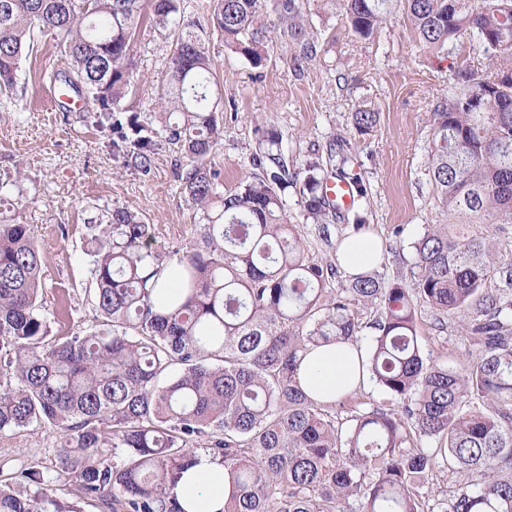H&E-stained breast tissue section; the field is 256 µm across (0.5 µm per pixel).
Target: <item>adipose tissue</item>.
Masks as SVG:
<instances>
[{"label": "adipose tissue", "mask_w": 512, "mask_h": 512, "mask_svg": "<svg viewBox=\"0 0 512 512\" xmlns=\"http://www.w3.org/2000/svg\"><path fill=\"white\" fill-rule=\"evenodd\" d=\"M381 258V241L369 233L345 239L337 251L340 266L350 275L377 267ZM358 355L356 346L347 342L309 347L298 367L297 380L318 401H334L367 384L369 372ZM176 493L187 512H223V468L208 458H201Z\"/></svg>", "instance_id": "1"}]
</instances>
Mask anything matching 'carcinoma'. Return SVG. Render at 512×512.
I'll use <instances>...</instances> for the list:
<instances>
[{"label":"carcinoma","mask_w":512,"mask_h":512,"mask_svg":"<svg viewBox=\"0 0 512 512\" xmlns=\"http://www.w3.org/2000/svg\"><path fill=\"white\" fill-rule=\"evenodd\" d=\"M337 2L363 40L400 4L422 49L448 53L467 35L503 73L490 83L460 65L431 110L429 176L450 223L414 243L410 285L359 274L337 293L327 287L336 270L308 262L299 225L288 223L293 175L274 138L253 157L257 173L219 191L207 158L224 137L220 100L191 26L166 62L162 132L123 115L144 8L166 29L180 25L181 0H0V96L15 95L35 34L51 37L67 59L54 80L91 104L113 156L142 172L165 144L188 159L180 180L204 229L179 258L182 299L172 302L157 287L168 256L152 246L153 225L107 210L87 237L95 322L54 333L34 226L0 224V434L63 432L51 466L22 469L18 485L0 481V512H82L89 501L106 512H185L174 488L202 455L224 466V512H512V257L487 232L512 224V0ZM273 9L312 57L303 0ZM211 25L225 47L264 65L263 0H213ZM377 120L353 114L362 133ZM303 167L304 220L361 231V204L340 211L324 194V164ZM356 305L375 307V318L360 323ZM419 305L439 327L461 313L477 353L450 366L425 352ZM365 328L370 378L390 400L341 428L296 371L307 346L357 344ZM443 468L455 483L423 493Z\"/></svg>","instance_id":"1"}]
</instances>
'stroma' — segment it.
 <instances>
[{
  "instance_id": "1",
  "label": "stroma",
  "mask_w": 512,
  "mask_h": 512,
  "mask_svg": "<svg viewBox=\"0 0 512 512\" xmlns=\"http://www.w3.org/2000/svg\"><path fill=\"white\" fill-rule=\"evenodd\" d=\"M183 5L185 22L203 37L224 101V138L210 156L221 191L234 190L252 176L260 141L278 136L297 174L288 190V220L300 227L306 259L335 267L337 247L352 227L304 223L301 172L306 160L327 158L338 140H346L349 168L367 190L366 230L384 246L374 274L388 283L410 281L414 242L429 226L448 221L428 177L431 108L451 88L461 60L489 65L483 47L466 39L459 54L429 55L399 11L374 38L363 40L349 31L340 11L327 9L323 0H305L307 31L320 47L318 55L294 67L299 44L277 36L265 65L255 68L213 32L212 0H183ZM172 40L170 31L146 26L136 34L138 66L123 105L142 124L159 122L156 96L166 83ZM64 67L54 42L38 38L21 63L16 96L0 98V180L23 171L27 198L21 208L12 199L1 200L0 222L34 226L44 312L77 330L96 316L85 242L89 225L99 223L106 209L123 206L142 214L155 228L156 246L173 261L202 226L182 190L179 175L187 165L182 154L165 145L150 172L124 167L86 110L52 109L45 86ZM359 108L378 114L370 133H359L353 124ZM418 318L425 347L445 354L448 362L473 350L459 315L447 317L441 332L433 330L428 307H419ZM62 439L49 425L0 435V480L32 462L50 465Z\"/></svg>"
}]
</instances>
